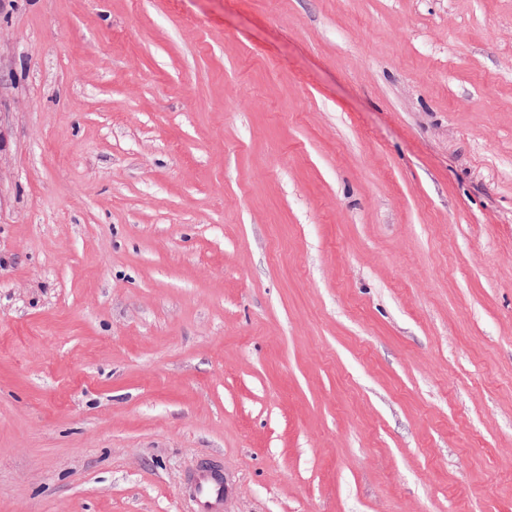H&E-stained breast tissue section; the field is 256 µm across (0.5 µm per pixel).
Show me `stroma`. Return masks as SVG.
<instances>
[{
    "label": "stroma",
    "instance_id": "1",
    "mask_svg": "<svg viewBox=\"0 0 512 512\" xmlns=\"http://www.w3.org/2000/svg\"><path fill=\"white\" fill-rule=\"evenodd\" d=\"M512 512V0H0V512ZM200 497L197 512H220L224 499V481L211 470L204 469L198 475Z\"/></svg>",
    "mask_w": 512,
    "mask_h": 512
}]
</instances>
